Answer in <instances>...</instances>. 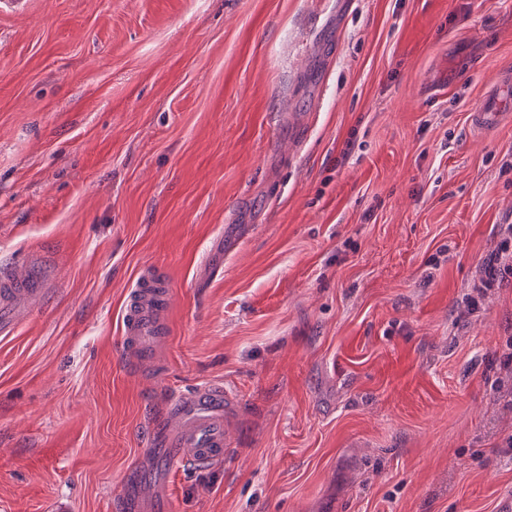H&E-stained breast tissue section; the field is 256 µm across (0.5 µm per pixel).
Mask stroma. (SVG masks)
Instances as JSON below:
<instances>
[{
    "instance_id": "obj_1",
    "label": "stroma",
    "mask_w": 512,
    "mask_h": 512,
    "mask_svg": "<svg viewBox=\"0 0 512 512\" xmlns=\"http://www.w3.org/2000/svg\"><path fill=\"white\" fill-rule=\"evenodd\" d=\"M506 72L512 0L0 11V263L51 274L0 336V512H503L512 278L461 309L512 224ZM203 384L234 447L179 468ZM474 124L481 129L493 128L500 118V103L497 90L491 91L477 102L473 110ZM170 297V285L160 273L141 274L131 288L122 315V342L144 351L151 338L164 333L161 313Z\"/></svg>"
}]
</instances>
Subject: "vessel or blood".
I'll return each mask as SVG.
<instances>
[{
	"label": "vessel or blood",
	"mask_w": 512,
	"mask_h": 512,
	"mask_svg": "<svg viewBox=\"0 0 512 512\" xmlns=\"http://www.w3.org/2000/svg\"><path fill=\"white\" fill-rule=\"evenodd\" d=\"M500 118L497 92H489L473 108L478 128H493ZM24 283L12 270L0 267V333L10 334L21 316L19 302ZM170 297L163 275H140L131 288L122 315V342L133 350H146L150 339L161 336V313ZM232 403L218 385H204L178 393L169 405L171 417L180 424L168 444L169 460L197 467L223 462L231 448L224 412Z\"/></svg>",
	"instance_id": "obj_1"
}]
</instances>
